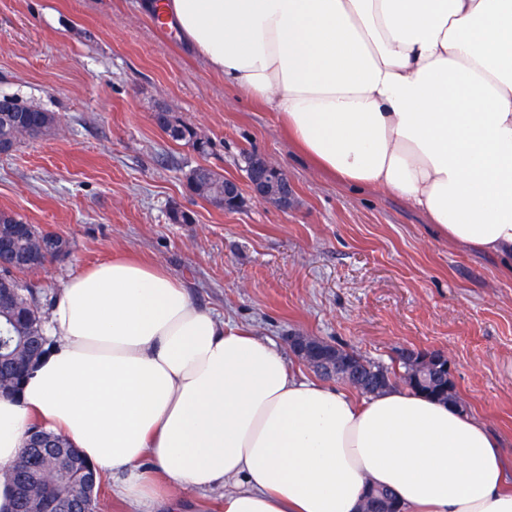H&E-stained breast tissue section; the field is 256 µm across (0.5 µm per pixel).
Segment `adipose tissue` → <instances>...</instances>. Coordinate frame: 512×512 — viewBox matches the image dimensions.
<instances>
[{
    "mask_svg": "<svg viewBox=\"0 0 512 512\" xmlns=\"http://www.w3.org/2000/svg\"><path fill=\"white\" fill-rule=\"evenodd\" d=\"M213 72L266 103L342 181L394 194L512 267V0H147ZM52 345L0 394L3 475L31 425L67 437L134 512L224 488L223 512H512L487 427L392 387L358 401L199 308L159 264L68 279Z\"/></svg>",
    "mask_w": 512,
    "mask_h": 512,
    "instance_id": "ef3b65f1",
    "label": "adipose tissue"
}]
</instances>
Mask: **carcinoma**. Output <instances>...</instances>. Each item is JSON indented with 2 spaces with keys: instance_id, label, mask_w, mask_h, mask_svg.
<instances>
[{
  "instance_id": "carcinoma-1",
  "label": "carcinoma",
  "mask_w": 512,
  "mask_h": 512,
  "mask_svg": "<svg viewBox=\"0 0 512 512\" xmlns=\"http://www.w3.org/2000/svg\"><path fill=\"white\" fill-rule=\"evenodd\" d=\"M21 125L31 128L30 138H43L55 133L59 117L55 112L23 104L14 98L0 99V146L6 151H14L19 144L17 132ZM197 179L210 182L215 194L224 192V175L211 168L197 166L190 169L186 174L187 188L193 189ZM15 228L23 229L13 242L17 263L10 269H0V290L8 288L11 291V296L0 300V363L13 367V371L0 377V390L6 394L19 392L35 362L48 350L45 344L23 349L26 340L42 335L46 320V311L36 300L34 289L19 277L21 273L41 267L32 262L31 246L36 241L43 242L47 250L42 256L44 260H52L69 250V242L61 236L40 230L14 213L0 211V234ZM364 363L369 372L384 379L387 389L400 382L411 390V382L419 379L422 381L419 392L458 405L452 381L448 378L432 380L428 367L420 369L402 358L390 367L367 359ZM45 436L55 447L67 449L63 465L59 469L51 465L50 451L42 456L36 452L19 454L7 470L16 488V512H42L44 505L39 494L49 486L63 495L82 494L79 512H99L98 498L85 495L87 487L100 481L99 473L65 436L51 431L45 432Z\"/></svg>"
}]
</instances>
